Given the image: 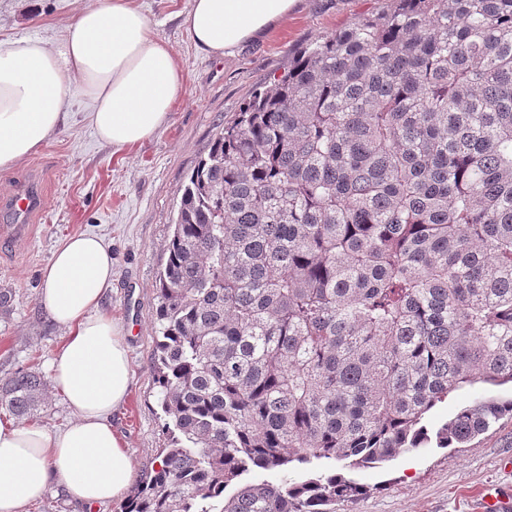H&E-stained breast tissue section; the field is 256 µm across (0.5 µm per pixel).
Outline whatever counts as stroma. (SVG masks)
Wrapping results in <instances>:
<instances>
[{
	"mask_svg": "<svg viewBox=\"0 0 512 512\" xmlns=\"http://www.w3.org/2000/svg\"><path fill=\"white\" fill-rule=\"evenodd\" d=\"M93 0H0V39L61 35ZM154 37L176 52L185 90L166 126L130 150L96 137L86 103L73 96L65 125L38 154L0 171V377L32 368L48 372L65 331L39 301L41 270L71 234L102 235L112 248V287L101 309L124 328L131 383L112 414V426L128 444L135 476L152 468L166 441V417L153 385L156 284L167 257L178 190L205 157L224 124L274 76L293 53L381 10L385 0H301L287 21L261 41L223 60L199 56L179 25L188 0H139ZM44 183L42 214L25 235L13 234L8 200L20 187ZM512 395V386L478 382L451 394L426 416L437 431L481 396ZM368 486L367 496L341 502L336 512H471L479 490L512 492V418L504 417L462 448L427 445L375 468L350 470Z\"/></svg>",
	"mask_w": 512,
	"mask_h": 512,
	"instance_id": "stroma-1",
	"label": "stroma"
}]
</instances>
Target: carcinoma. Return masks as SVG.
<instances>
[{
	"instance_id": "carcinoma-1",
	"label": "carcinoma",
	"mask_w": 512,
	"mask_h": 512,
	"mask_svg": "<svg viewBox=\"0 0 512 512\" xmlns=\"http://www.w3.org/2000/svg\"><path fill=\"white\" fill-rule=\"evenodd\" d=\"M159 275V467L120 512H332L330 470L431 442L456 389L512 384V0H389L298 51L180 188ZM36 371L0 406L45 407ZM512 397L436 433L464 444Z\"/></svg>"
}]
</instances>
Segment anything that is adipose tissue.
<instances>
[{
  "label": "adipose tissue",
  "instance_id": "1",
  "mask_svg": "<svg viewBox=\"0 0 512 512\" xmlns=\"http://www.w3.org/2000/svg\"><path fill=\"white\" fill-rule=\"evenodd\" d=\"M298 0H189L180 26L202 57L221 60L263 38ZM79 88L97 137L133 148L168 122L185 87L181 64L153 37L138 0H101L82 9L59 39L0 41V169L37 154L69 115ZM112 286V251L102 237H67L42 269L39 300L66 336L50 362L54 387L75 414L55 430L0 419V512H28L49 486L71 502L120 497L134 473L112 412L130 382L126 337L100 310Z\"/></svg>",
  "mask_w": 512,
  "mask_h": 512
}]
</instances>
